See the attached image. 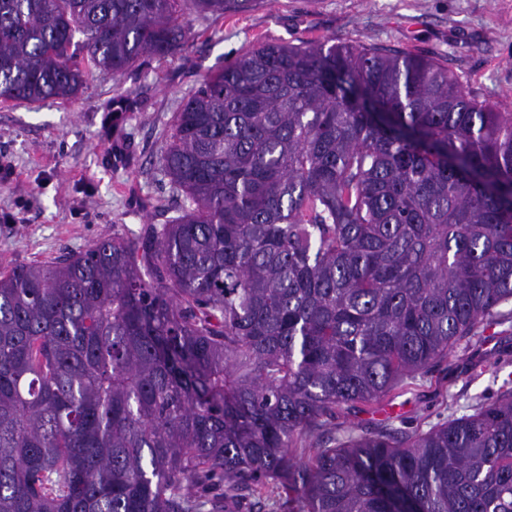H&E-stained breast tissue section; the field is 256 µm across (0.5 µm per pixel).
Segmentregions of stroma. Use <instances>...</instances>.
<instances>
[{
  "label": "stroma",
  "instance_id": "1",
  "mask_svg": "<svg viewBox=\"0 0 512 512\" xmlns=\"http://www.w3.org/2000/svg\"><path fill=\"white\" fill-rule=\"evenodd\" d=\"M187 23L185 51L93 73L78 99L0 104V262H48L164 223L176 201L158 158L176 112L208 74L261 45L332 40L433 57L512 112V0H251ZM505 327L459 345L412 390L338 417L337 429L425 431L494 400L512 378Z\"/></svg>",
  "mask_w": 512,
  "mask_h": 512
}]
</instances>
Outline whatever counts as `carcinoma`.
I'll return each instance as SVG.
<instances>
[{"label": "carcinoma", "instance_id": "obj_1", "mask_svg": "<svg viewBox=\"0 0 512 512\" xmlns=\"http://www.w3.org/2000/svg\"><path fill=\"white\" fill-rule=\"evenodd\" d=\"M247 0H0V103L183 51ZM178 215L0 268V512H512V386L330 428L512 303V112L438 60L267 44L184 100Z\"/></svg>", "mask_w": 512, "mask_h": 512}]
</instances>
